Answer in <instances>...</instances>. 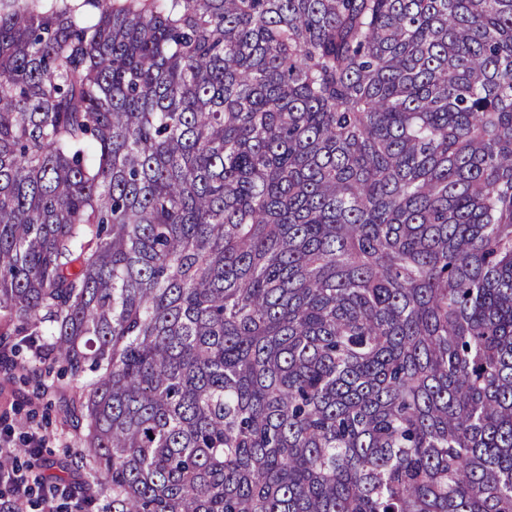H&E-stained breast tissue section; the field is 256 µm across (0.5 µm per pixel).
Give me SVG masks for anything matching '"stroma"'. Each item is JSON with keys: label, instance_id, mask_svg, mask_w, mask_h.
I'll return each mask as SVG.
<instances>
[{"label": "stroma", "instance_id": "stroma-1", "mask_svg": "<svg viewBox=\"0 0 512 512\" xmlns=\"http://www.w3.org/2000/svg\"><path fill=\"white\" fill-rule=\"evenodd\" d=\"M18 367L0 366V435L17 449V465L44 472L85 477L78 465L80 428L70 418L71 395L76 383L71 378L48 374L47 361L25 349L18 356ZM38 433L44 446L37 459L22 454L28 433Z\"/></svg>", "mask_w": 512, "mask_h": 512}]
</instances>
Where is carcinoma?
<instances>
[{
    "label": "carcinoma",
    "instance_id": "obj_1",
    "mask_svg": "<svg viewBox=\"0 0 512 512\" xmlns=\"http://www.w3.org/2000/svg\"><path fill=\"white\" fill-rule=\"evenodd\" d=\"M2 320L103 512H512V0H17Z\"/></svg>",
    "mask_w": 512,
    "mask_h": 512
}]
</instances>
